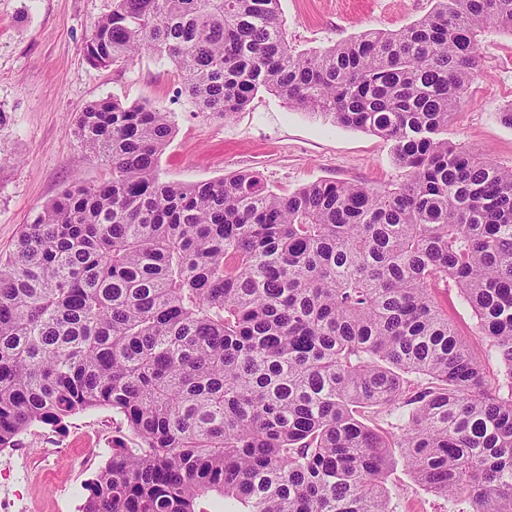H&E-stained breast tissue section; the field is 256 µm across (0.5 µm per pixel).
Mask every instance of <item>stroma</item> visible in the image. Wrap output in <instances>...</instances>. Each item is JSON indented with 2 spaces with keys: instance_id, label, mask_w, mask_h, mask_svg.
Returning a JSON list of instances; mask_svg holds the SVG:
<instances>
[{
  "instance_id": "35a3bbf8",
  "label": "stroma",
  "mask_w": 512,
  "mask_h": 512,
  "mask_svg": "<svg viewBox=\"0 0 512 512\" xmlns=\"http://www.w3.org/2000/svg\"><path fill=\"white\" fill-rule=\"evenodd\" d=\"M110 0H0V255L11 252L23 225L68 187L107 180V166L89 160L75 118L90 103L148 104L168 112L174 134L159 163L162 180L212 181L254 171L286 194L321 181L352 182L378 191L408 174L392 145L361 129L294 111L258 91L231 119L197 112L171 61L142 53L96 68L83 47ZM430 0H280L289 43L321 51L368 29L396 31L428 12ZM481 69L448 125L450 143L512 167V127L498 114L512 103V36L481 42ZM140 440L110 408L37 425L17 448H0V496L25 512H79L85 484L115 448ZM391 512H452L403 466L388 475Z\"/></svg>"
}]
</instances>
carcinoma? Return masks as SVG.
Masks as SVG:
<instances>
[{
  "mask_svg": "<svg viewBox=\"0 0 512 512\" xmlns=\"http://www.w3.org/2000/svg\"><path fill=\"white\" fill-rule=\"evenodd\" d=\"M110 2L90 65L166 58L226 119L263 88L392 142L408 179L167 182L168 113L86 106L76 136L111 177L65 189L0 259V448L107 406L142 445L112 449L82 512H200L210 492L241 512H390L398 457L459 512H512V168L437 138L481 33L512 35V0H432L404 30L313 53L280 0ZM436 297L442 308L448 313V319L468 338H473L476 319L471 309L465 305L454 288H437Z\"/></svg>",
  "mask_w": 512,
  "mask_h": 512,
  "instance_id": "1",
  "label": "carcinoma"
}]
</instances>
